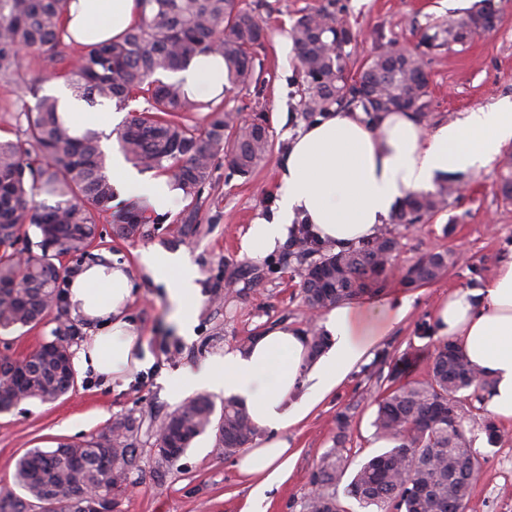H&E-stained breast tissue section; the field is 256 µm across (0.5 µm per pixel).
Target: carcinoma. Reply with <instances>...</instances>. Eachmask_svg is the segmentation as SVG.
<instances>
[{
	"mask_svg": "<svg viewBox=\"0 0 512 512\" xmlns=\"http://www.w3.org/2000/svg\"><path fill=\"white\" fill-rule=\"evenodd\" d=\"M71 0H0V80L37 93L45 78L27 76L25 56L35 54L54 67L62 79L91 105L113 104L125 109L143 100L130 120L117 130L119 149L134 166L167 176L190 208L182 227L194 224L203 190L212 178L214 161L222 154L241 177L250 176L272 151L266 117L250 122L212 101L188 97L180 81L169 74L188 67L199 55L224 59L229 89H247L259 80L254 50L267 36L256 10L241 0H138L139 20L117 40L91 42L68 53L63 17ZM496 10L480 6L448 21L420 44L427 48L464 44L485 31L482 18ZM289 36L305 82L302 112L313 116L355 105L376 119L399 109L398 102L425 114L427 85L411 80L420 58L418 48L390 40L363 64L357 85L347 71L345 47L352 43L350 27L337 16L334 0L306 9ZM209 110L201 131L184 113ZM17 122H25L17 139L0 138V331L36 327L54 305L61 286L75 273L64 257L93 255L105 246L97 239L98 223L109 210L114 189L107 171L101 137L94 130L82 135L58 116V99L37 98L22 106ZM500 191L512 198V155L501 162ZM454 188L437 184L432 192H414L395 214L397 224H416L442 211ZM166 215L132 203L113 219V236L149 238ZM40 253H30V245ZM28 252L20 260L17 247ZM399 243L390 230L355 249L320 257L302 274L301 293L308 308L322 311L383 289ZM457 262L446 251L425 254L400 276L407 288L429 284ZM52 339L22 360H0V413L38 399L53 402L75 385L72 366L63 351L78 336L77 328L59 323ZM328 337L309 331L310 355H319ZM493 381L471 365L462 350L443 339L435 350L428 378L390 392L377 407L373 426L391 447L359 463L345 492L366 509L377 512H459L468 498L471 477L479 471L477 452L461 414L463 401H482ZM350 415H336V445L312 473V492L302 512H345L336 486L346 476L350 449L345 447ZM136 419L126 417L83 443L60 442L53 448H32L21 456L13 483L26 492L0 489V512H81L91 489L111 499L138 467L134 433ZM161 446L171 449L167 462L178 459L199 436L212 432L224 453L233 454L257 433L248 410L233 398L224 399L220 416L213 401L199 395L184 401L162 423Z\"/></svg>",
	"mask_w": 512,
	"mask_h": 512,
	"instance_id": "carcinoma-1",
	"label": "carcinoma"
}]
</instances>
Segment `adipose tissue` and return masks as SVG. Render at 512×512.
Returning <instances> with one entry per match:
<instances>
[{
    "label": "adipose tissue",
    "instance_id": "obj_1",
    "mask_svg": "<svg viewBox=\"0 0 512 512\" xmlns=\"http://www.w3.org/2000/svg\"><path fill=\"white\" fill-rule=\"evenodd\" d=\"M136 0H72L65 26L76 41L99 42L120 35L137 16ZM224 61L196 57L176 74L190 98L201 91L222 93L217 74ZM512 142V103L466 113L452 123L426 128L414 113L387 112L378 121L359 110L332 111L299 130L281 161V187L271 219L250 224L240 254L258 260L284 243L295 219H306L321 245L350 247L375 236L410 193L431 190L437 175L452 170L485 169ZM117 200L145 199L168 210L174 196L166 179H143L120 153L110 163ZM142 263L156 283L165 285L180 334L193 339L201 296L197 267L182 253L143 252ZM132 293L127 266L92 264L71 281L69 311L88 324H100L77 350L74 364L108 380L154 362L148 339L125 318ZM411 309L406 295L377 303H342L322 318L330 338L310 359L308 338L275 325L250 345L223 358L166 377L174 398L199 391L221 392L243 401L254 423L267 432L259 447L246 449L237 462L253 476L245 512H267L268 493L286 481L295 458L285 437L313 408L369 358L379 340ZM437 336L454 340L475 368L494 382L484 404L502 421H512V258L502 261L485 288L449 295L434 313Z\"/></svg>",
    "mask_w": 512,
    "mask_h": 512
}]
</instances>
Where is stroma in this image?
I'll use <instances>...</instances> for the list:
<instances>
[{"label":"stroma","mask_w":512,"mask_h":512,"mask_svg":"<svg viewBox=\"0 0 512 512\" xmlns=\"http://www.w3.org/2000/svg\"><path fill=\"white\" fill-rule=\"evenodd\" d=\"M259 15L268 37L257 49L262 66L257 85L224 93V109L244 114L265 113L274 150L250 177L234 175L227 159L217 157L212 180L203 193L197 215L200 231L180 233L185 206L174 198L168 219L148 239L113 238L111 216L98 226L111 241V258L129 266L132 297L129 315L149 339L154 356L151 368L127 373L124 380L103 383L88 371H77L74 388L53 403L24 402L0 413V488L13 485L18 458L31 448H50L58 442L82 443L130 416L140 423L136 434L139 468L116 496L114 512H242L249 488L235 467L234 456L218 448L213 434L198 437L181 457L165 462L156 450V431L178 402L162 380L260 335L266 328L288 324L300 331L312 325L300 294L301 271L287 247L253 262L239 254V243L250 224L271 218L277 207L280 162L297 131L308 120L300 101L304 93L301 69L288 37L300 10L321 0H264ZM343 18L356 35L350 67L376 51L381 42L396 39L418 43L423 32L447 24L471 10L478 0H338ZM498 21L494 30L474 36L466 44L426 51L429 75L428 125L451 122L477 109H491L512 100V0H494ZM499 162L486 169L464 172L465 190L449 198L447 207L418 224H395L399 241L385 294L407 293L412 309L407 318L376 345L387 360L382 379L359 367L336 392L322 401L299 426L289 429L288 442L297 454L287 480L270 493L268 512H301L310 490V478L322 456L334 446L336 414H352L347 446L353 463L377 453L372 421L377 403L392 389L426 378L439 342L431 331L436 304L448 294L470 290L472 283H487L498 263L512 257V199L498 189ZM183 252L197 266L202 301L197 313L196 336L185 341L170 319L163 285L145 272L143 251ZM438 250L457 253L458 262L436 281L404 289L398 272L420 255ZM237 271L238 280L221 306L208 301L209 287ZM262 275L260 290L250 280ZM67 308H52L45 324L19 328L0 335V357L22 359L45 340L58 322L71 320ZM463 413L478 453L479 479L473 485L466 512H512V422L502 424L503 436L489 445L481 422L483 403L465 401Z\"/></svg>","instance_id":"35a3bbf8"}]
</instances>
